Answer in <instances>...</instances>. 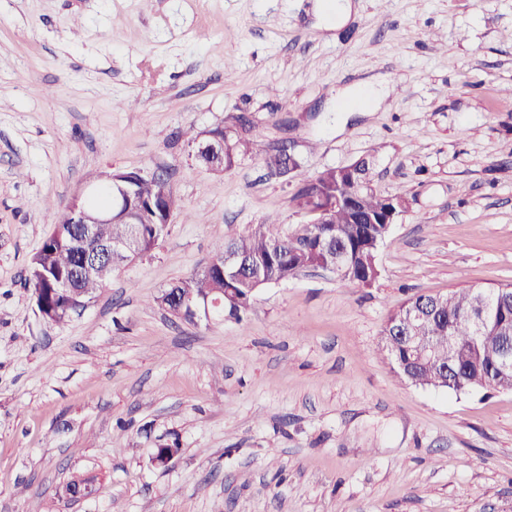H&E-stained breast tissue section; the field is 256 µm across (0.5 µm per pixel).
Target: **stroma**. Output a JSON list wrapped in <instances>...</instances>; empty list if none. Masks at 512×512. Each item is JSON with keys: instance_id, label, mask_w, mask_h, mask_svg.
<instances>
[{"instance_id": "1", "label": "stroma", "mask_w": 512, "mask_h": 512, "mask_svg": "<svg viewBox=\"0 0 512 512\" xmlns=\"http://www.w3.org/2000/svg\"><path fill=\"white\" fill-rule=\"evenodd\" d=\"M313 3L0 0V512H512V392L410 385L382 343L413 295L512 284V0H359L330 30ZM372 75L380 107L342 97ZM218 126L256 153L216 175L181 132ZM285 142L299 165L271 176ZM361 158L407 198L373 286L310 270L242 323L155 304L225 238L305 222L297 191ZM111 170L163 175L181 210L48 325L28 261ZM82 472L100 494L60 498Z\"/></svg>"}]
</instances>
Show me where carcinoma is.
I'll use <instances>...</instances> for the list:
<instances>
[{"label": "carcinoma", "mask_w": 512, "mask_h": 512, "mask_svg": "<svg viewBox=\"0 0 512 512\" xmlns=\"http://www.w3.org/2000/svg\"><path fill=\"white\" fill-rule=\"evenodd\" d=\"M224 135V165L203 156L199 166L213 172L231 169L239 157L253 152L250 140L224 134V128L213 129ZM269 173L288 176V153L270 150L263 155ZM344 178L334 168L321 173L319 185L300 190L294 201L300 209L315 205L314 199H336ZM133 204L143 211L140 224H97L88 236L74 242V227L65 223V215H57L55 224L33 254L28 265L26 284L37 301L53 320V325L65 324L73 315L76 302L91 300L97 291L112 279L86 277L72 280L80 254L92 252L105 239L133 242L131 257L148 254L164 237L168 225L166 214H175L180 200L167 186L143 179ZM401 194L366 195L359 205L360 213L372 218L394 209L404 211ZM389 233L385 224H361L349 207L334 210L328 224H297L290 231H281L268 224L247 234H238L217 245L207 265L172 283L168 295L154 302L171 306L173 301L206 296L216 290L224 292L225 309L240 321L247 313L255 292L264 285L286 281L299 273L321 268L340 260L343 279L363 286L373 285L380 276L376 262L379 247ZM235 256L246 263L241 272L229 266ZM430 295H415L391 313L383 327L385 347L395 371L405 368L407 380L419 387L446 388L448 379L462 392L474 389L512 391V371H499L500 355L505 343L512 339V296L504 295L491 308L481 328H476L479 313V292L465 288L443 295V300L431 312L415 319L413 314L422 300ZM101 483L98 475L82 473L72 476L62 490L86 489L90 483Z\"/></svg>", "instance_id": "cac0c4a2"}]
</instances>
